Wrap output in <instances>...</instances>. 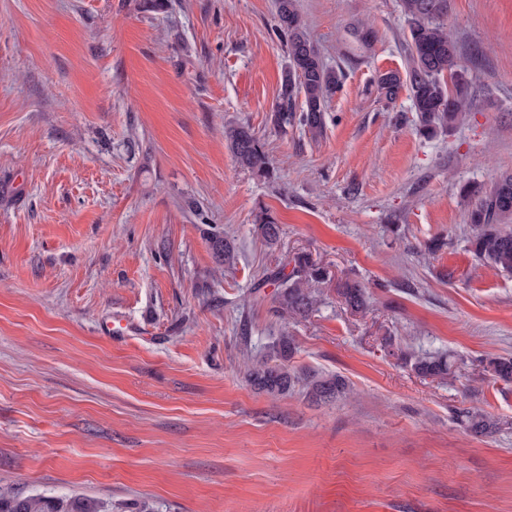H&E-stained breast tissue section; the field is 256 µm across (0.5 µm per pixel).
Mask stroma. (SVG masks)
<instances>
[{"mask_svg":"<svg viewBox=\"0 0 512 512\" xmlns=\"http://www.w3.org/2000/svg\"><path fill=\"white\" fill-rule=\"evenodd\" d=\"M299 5L346 73L315 140L270 119L288 62L273 0H0V487L112 512H512V384L479 378L512 357V275L477 266L460 198L512 169V0H448L473 106L431 138L407 93L375 87L407 66L399 0ZM237 123L275 182L236 163ZM299 254L332 279L286 325L256 283ZM339 273L367 284L366 312ZM284 328L292 366L344 376L346 397L251 386L247 356ZM386 335L452 353L454 377L417 375ZM471 406L501 430H466ZM253 232L267 245L273 246L280 240V228L276 218L266 209L261 210L254 220ZM207 240L215 256L224 262V266L234 264L235 248L229 240L224 238L223 233L210 230ZM336 293L343 305L353 313H363L369 307V294L357 280L345 277L337 279Z\"/></svg>","mask_w":512,"mask_h":512,"instance_id":"stroma-1","label":"stroma"}]
</instances>
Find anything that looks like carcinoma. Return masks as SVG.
<instances>
[{
	"mask_svg": "<svg viewBox=\"0 0 512 512\" xmlns=\"http://www.w3.org/2000/svg\"><path fill=\"white\" fill-rule=\"evenodd\" d=\"M401 3L408 24L406 76L397 71L379 74L377 91L381 99L391 103L400 91L408 89L418 131L432 137L440 130L463 124L473 103L470 82L460 65L458 43L441 21L448 12V0H401ZM274 9L276 31L284 40L288 63L271 121L280 131L297 122L316 138L323 133L328 104L341 89L345 72L325 63L307 31L298 0H274ZM225 137L242 169L259 179H275V169L264 144L250 125H234L225 132ZM460 195L467 204L464 219L470 228L467 239L470 252L480 265L512 274V170L500 172L488 187L466 184ZM253 232L270 246L280 240L279 224L267 210L256 215ZM207 240L217 258L227 266L234 264L235 248L223 234L210 231ZM293 262L289 272L282 267L264 275L277 284L275 313L284 322L307 317L320 302L314 285L331 279L330 272L307 255H298ZM336 293L353 313H362L369 307V294L355 279H338ZM294 351V339L285 330L264 355L246 363V377L259 390L273 396L298 387L309 398L325 402L350 391L349 383L339 374L290 369L288 362ZM394 355L425 378L441 381L455 373V357L450 353L422 354L398 345ZM484 377L512 383V358L487 359ZM457 420L478 436H490L500 429V421L477 408L459 410ZM0 512L109 510L103 502L91 497L22 496L0 489Z\"/></svg>",
	"mask_w": 512,
	"mask_h": 512,
	"instance_id": "carcinoma-1",
	"label": "carcinoma"
}]
</instances>
